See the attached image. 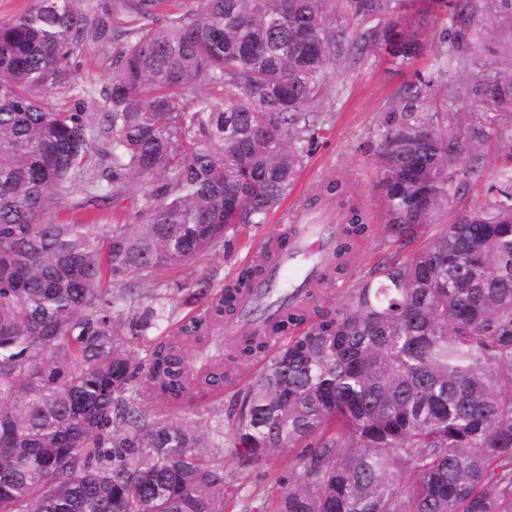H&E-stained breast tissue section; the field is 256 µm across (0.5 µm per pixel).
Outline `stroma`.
<instances>
[{
  "label": "stroma",
  "mask_w": 512,
  "mask_h": 512,
  "mask_svg": "<svg viewBox=\"0 0 512 512\" xmlns=\"http://www.w3.org/2000/svg\"><path fill=\"white\" fill-rule=\"evenodd\" d=\"M400 25L417 34L423 53L407 65L391 62L387 53L358 51L330 69L324 95L314 104L308 120L313 137L304 145V166L288 198L269 216L267 223L253 227L246 236L227 237L223 246L184 266L164 271L163 279L185 283L182 291L171 292L167 309L170 320L161 322L152 335L133 340L130 354L147 361L156 337L169 335L174 323L202 312L225 284L254 265L262 246L287 233L295 209L302 207L314 188L327 179L344 175L350 178L354 192L366 207L374 234L363 242L347 262L341 275H329L321 289L331 294L335 304H343L353 288L369 276L376 265L401 261L419 248V241L392 244L385 232L384 203L375 183L374 160L377 151V124L382 114L397 104L406 86L417 75L434 77L430 111L441 110L451 89L450 74H438L434 50L440 28L430 0H415L403 15ZM113 48L87 44L78 52L76 68L78 88L91 89L108 81L112 74ZM83 195L74 192L55 213L57 221H79L93 214L98 232H107L111 224L140 223V192L132 190L117 203H101L92 211L82 206ZM260 369L253 363L224 389L220 401L192 392L169 405L148 402L141 410L147 417L165 415L196 421L203 437L206 459L223 465L224 473L238 490V502L227 512H241V506L270 489L276 478L289 468V453L257 462L237 455L231 446L238 401L249 379Z\"/></svg>",
  "instance_id": "stroma-1"
}]
</instances>
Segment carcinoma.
Listing matches in <instances>:
<instances>
[{
  "label": "carcinoma",
  "mask_w": 512,
  "mask_h": 512,
  "mask_svg": "<svg viewBox=\"0 0 512 512\" xmlns=\"http://www.w3.org/2000/svg\"><path fill=\"white\" fill-rule=\"evenodd\" d=\"M34 0L0 17V512H224L236 489L208 465L196 426L146 419L145 400L187 391L185 351L202 323L236 310L263 264L201 317L158 342L127 344L162 317L159 279L267 222L303 164L308 110L352 49L404 65L422 46L398 30L406 0ZM436 59L450 103L431 112L423 76L379 120L377 184L393 242L422 235L512 122V0H444ZM125 37L92 104L50 106L76 85L89 42ZM500 63L485 70V56ZM223 89L211 101L204 88ZM141 189L139 224L99 234L46 214ZM349 178L326 182L346 227L336 258L372 234ZM512 166L482 201L407 260L377 267L341 306L311 292L249 339L226 370L261 363L232 447L251 459L294 452L289 472L245 512H512ZM315 439L312 445L309 440Z\"/></svg>",
  "instance_id": "1"
}]
</instances>
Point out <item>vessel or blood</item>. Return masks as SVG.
I'll use <instances>...</instances> for the list:
<instances>
[{
  "mask_svg": "<svg viewBox=\"0 0 512 512\" xmlns=\"http://www.w3.org/2000/svg\"><path fill=\"white\" fill-rule=\"evenodd\" d=\"M343 230L332 214L300 212L289 229L287 251L241 293L239 317L224 326L225 342L236 344L248 336H264L269 319L278 311L298 307L334 257Z\"/></svg>",
  "mask_w": 512,
  "mask_h": 512,
  "instance_id": "obj_1",
  "label": "vessel or blood"
}]
</instances>
